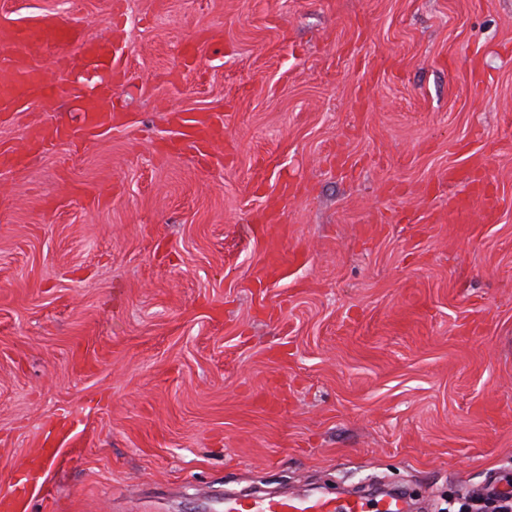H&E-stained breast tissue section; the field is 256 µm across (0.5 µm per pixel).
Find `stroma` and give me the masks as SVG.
<instances>
[{
    "instance_id": "35a3bbf8",
    "label": "stroma",
    "mask_w": 512,
    "mask_h": 512,
    "mask_svg": "<svg viewBox=\"0 0 512 512\" xmlns=\"http://www.w3.org/2000/svg\"><path fill=\"white\" fill-rule=\"evenodd\" d=\"M126 40L124 127L0 168V491L27 512L512 474V0H0ZM176 112H220L201 168ZM54 110L0 116V150ZM480 161L497 223L448 221ZM275 210L278 240L256 233ZM28 493L27 481H14L7 493L0 494V511L26 512Z\"/></svg>"
}]
</instances>
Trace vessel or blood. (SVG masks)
<instances>
[{
  "label": "vessel or blood",
  "mask_w": 512,
  "mask_h": 512,
  "mask_svg": "<svg viewBox=\"0 0 512 512\" xmlns=\"http://www.w3.org/2000/svg\"><path fill=\"white\" fill-rule=\"evenodd\" d=\"M125 47L88 34L83 28L64 22L52 13L41 15L35 26L21 28L0 22V112H21L33 106H55L62 97L74 100L83 117L79 125L48 123L30 129L27 152L0 151V167L21 165L26 157L49 153L65 142H82L102 130L125 125L122 112L105 110L104 102L113 85L129 79L124 62ZM100 67L101 80L91 93H82L75 79L89 66ZM173 124L184 148L205 153L223 134L224 116L218 112H178ZM448 180L463 184L465 191L455 197L449 215L480 208L486 223L499 219V199L466 168L452 166ZM28 485L14 481L0 494V512H26ZM406 497L390 495L382 499L356 497L342 502L309 494L282 498L233 497L225 499L224 512H408Z\"/></svg>",
  "instance_id": "b4317fda"
}]
</instances>
